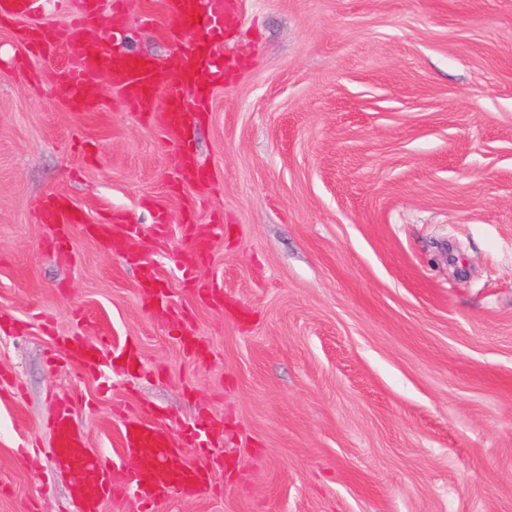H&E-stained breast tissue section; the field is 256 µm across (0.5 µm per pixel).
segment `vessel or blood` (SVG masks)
Segmentation results:
<instances>
[{
    "instance_id": "b4317fda",
    "label": "vessel or blood",
    "mask_w": 512,
    "mask_h": 512,
    "mask_svg": "<svg viewBox=\"0 0 512 512\" xmlns=\"http://www.w3.org/2000/svg\"><path fill=\"white\" fill-rule=\"evenodd\" d=\"M48 0H0V23H18V36L32 56L53 58L60 49V34L41 20ZM64 6L73 26L94 24L102 0H55ZM234 0H164V10L173 21L175 46L174 81L153 61L130 55L116 45L122 31L124 0H114L112 17L116 23L108 37L87 42L73 60L57 73L64 105L75 112L101 108L102 98L90 95V86L99 72H106L111 86L121 99L144 120L159 124L165 137L178 153L176 184L197 185L212 179L211 170L197 156L193 129L199 112L208 105L211 86L223 78L224 65L215 58L216 45L222 44ZM38 218L47 232L48 244L58 253H68L74 230L95 239L104 248H112L114 231L111 220L92 224L60 195H49L42 203ZM199 256L188 251L178 265L182 281L197 287L199 294L214 304H222L223 288L214 282H199ZM139 277L146 297L163 305L165 291L159 288L155 263L139 262ZM53 345L81 373L104 375L113 359L132 365L138 360L134 347L113 352L109 337L56 336ZM125 456L136 458V467L125 468L122 458L93 453L83 428L76 422L71 407H62L54 420L52 455L56 466L71 475V495L81 512H103L105 502L118 492L131 494L141 512H157L171 491L192 497L210 489L212 473L208 466L186 459L169 430L138 416L128 417L122 426Z\"/></svg>"
}]
</instances>
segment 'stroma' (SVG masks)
Returning <instances> with one entry per match:
<instances>
[{"mask_svg": "<svg viewBox=\"0 0 512 512\" xmlns=\"http://www.w3.org/2000/svg\"><path fill=\"white\" fill-rule=\"evenodd\" d=\"M232 71L194 129L205 188H173L175 149L128 109L73 112L54 79L85 42L65 12L52 63L0 25V512H77L46 449L63 395L114 456L128 412L173 431L223 419L214 490L159 512H512V0H235ZM126 50L169 65L163 0H126ZM152 13L154 28L138 24ZM68 196L137 225L184 350L140 299L126 252L47 245L36 210ZM207 247L199 299L177 264L184 199ZM170 232L156 244V205ZM224 217L212 224V214ZM54 333L135 346L112 387L49 361Z\"/></svg>", "mask_w": 512, "mask_h": 512, "instance_id": "obj_1", "label": "stroma"}]
</instances>
